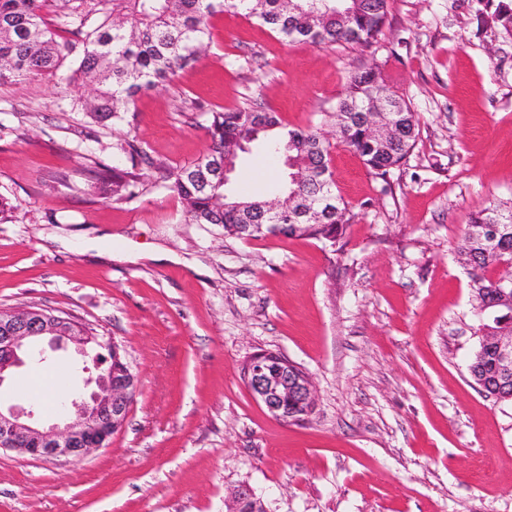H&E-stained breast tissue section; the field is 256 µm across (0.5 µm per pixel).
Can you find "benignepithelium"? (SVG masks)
I'll return each mask as SVG.
<instances>
[{"label": "benign epithelium", "mask_w": 512, "mask_h": 512, "mask_svg": "<svg viewBox=\"0 0 512 512\" xmlns=\"http://www.w3.org/2000/svg\"><path fill=\"white\" fill-rule=\"evenodd\" d=\"M246 149L239 142L224 149V183L231 181V159ZM499 360L512 368V336H492ZM113 354V364L101 369L89 344ZM73 347L87 374L83 386H68L53 422L38 418L37 404L28 407L0 406V450H13L34 457L82 458L96 448L108 446L121 427L133 402L136 377L126 364H119L113 343L87 334L86 326L69 316L48 314L41 309L0 311V388L14 369L26 363H43L45 354ZM244 381L254 396L278 421H294L293 409L316 401L313 383L301 368L275 352L253 355L243 367Z\"/></svg>", "instance_id": "benign-epithelium-1"}]
</instances>
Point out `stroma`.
Instances as JSON below:
<instances>
[{"label":"stroma","mask_w":512,"mask_h":512,"mask_svg":"<svg viewBox=\"0 0 512 512\" xmlns=\"http://www.w3.org/2000/svg\"><path fill=\"white\" fill-rule=\"evenodd\" d=\"M497 3L390 0L364 51L218 14L206 55L114 123L93 122L58 78L0 82V197L15 206L0 221V309L72 315L138 376L107 447L80 460L1 450L0 512H229L243 485L267 512H512V403L469 375L454 254L473 213L512 202V30ZM367 66L410 102L420 135L384 180L333 148L349 208L337 244L188 223L160 182L122 201L91 186L129 137L169 166L194 162L206 111L248 99L288 127L320 124ZM283 173L255 147L235 181L265 199ZM263 351L312 378L305 420L274 419L246 386ZM75 359L67 348L16 369L0 399L25 403L32 376Z\"/></svg>","instance_id":"obj_1"}]
</instances>
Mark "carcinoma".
<instances>
[{"mask_svg": "<svg viewBox=\"0 0 512 512\" xmlns=\"http://www.w3.org/2000/svg\"><path fill=\"white\" fill-rule=\"evenodd\" d=\"M58 22L47 18L50 0H0V82L55 76L72 60L65 78L72 101L95 122L121 120L143 91L169 84L194 63L210 43V19L233 12L253 17L285 41L346 43L369 47L377 42L388 16V0H56ZM69 37L63 38L59 29ZM390 110L394 134L376 137L369 115ZM325 122L339 143L374 175L386 179L416 146L419 123L404 98L365 70L350 77L343 96ZM206 153L194 163L166 167L154 161L134 138L122 153L130 167L92 171L105 197L129 200L146 188L147 172L181 198L186 220L214 224L238 237L240 224L286 225V237H307L336 244L347 222L348 205L336 195L330 171V142L317 128L289 129L279 114L255 101L209 113ZM262 142L269 154L288 159V180L278 190L281 217L264 216L265 201L236 193L224 184V148L238 140ZM471 282L472 303L488 319L476 323V344L468 372L489 393L512 398V373L502 370L489 336L512 332V306L503 291L512 285L497 278L512 262V205L491 204L476 212L455 249Z\"/></svg>", "mask_w": 512, "mask_h": 512, "instance_id": "cac0c4a2", "label": "carcinoma"}]
</instances>
